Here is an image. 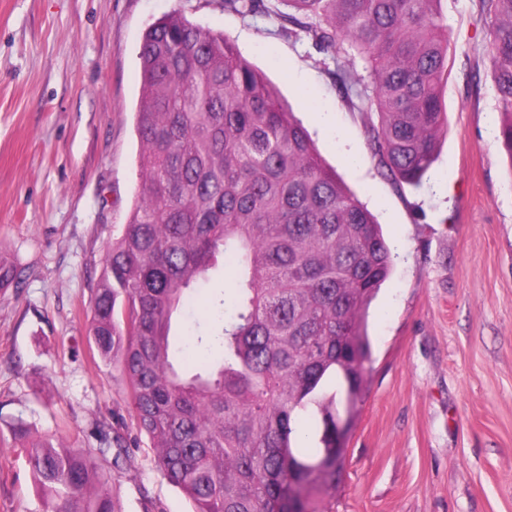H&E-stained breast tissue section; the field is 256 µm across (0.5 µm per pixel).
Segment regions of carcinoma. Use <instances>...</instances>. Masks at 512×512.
I'll return each instance as SVG.
<instances>
[{
  "label": "carcinoma",
  "instance_id": "obj_1",
  "mask_svg": "<svg viewBox=\"0 0 512 512\" xmlns=\"http://www.w3.org/2000/svg\"><path fill=\"white\" fill-rule=\"evenodd\" d=\"M281 28L345 65L333 75L365 103L378 164L417 186L447 130L451 74L442 0H278ZM242 16L266 0H224ZM499 141L512 164V0H488ZM365 62L366 74L354 69ZM135 130L140 184L91 293L90 337L126 379L131 418L156 470L192 512H325L346 461L340 409L362 401L367 311L395 254L367 207L234 42L179 14L143 36ZM231 293L198 327L197 357L170 338L175 312L215 273ZM20 276L0 255V288ZM47 512H118L93 498L94 455L13 427Z\"/></svg>",
  "mask_w": 512,
  "mask_h": 512
}]
</instances>
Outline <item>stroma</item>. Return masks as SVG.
I'll list each match as a JSON object with an SVG mask.
<instances>
[{
  "label": "stroma",
  "mask_w": 512,
  "mask_h": 512,
  "mask_svg": "<svg viewBox=\"0 0 512 512\" xmlns=\"http://www.w3.org/2000/svg\"><path fill=\"white\" fill-rule=\"evenodd\" d=\"M448 131L419 186L383 175L365 115L338 93L340 54L220 0H0V512H45L12 429L97 456L120 512H192L152 464L119 370L95 365L90 297L137 194L138 53L179 13L262 71L322 159L376 216L396 258L368 314L372 361L342 440L329 512H512V166L483 0H443ZM327 112L315 123L310 108Z\"/></svg>",
  "instance_id": "35a3bbf8"
}]
</instances>
